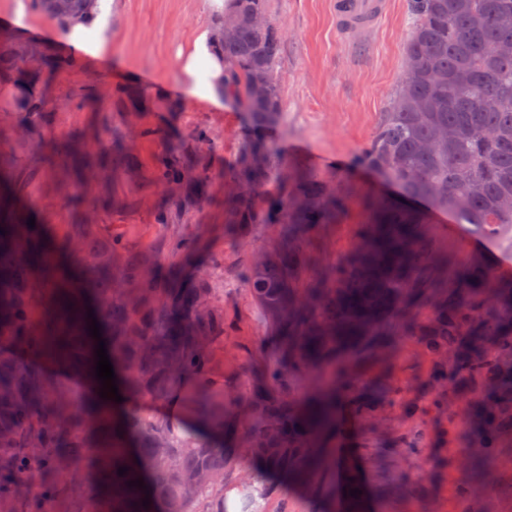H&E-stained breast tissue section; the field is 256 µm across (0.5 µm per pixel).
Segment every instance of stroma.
<instances>
[{
	"label": "stroma",
	"instance_id": "obj_1",
	"mask_svg": "<svg viewBox=\"0 0 512 512\" xmlns=\"http://www.w3.org/2000/svg\"><path fill=\"white\" fill-rule=\"evenodd\" d=\"M334 2L263 0L266 14L284 30L277 64L284 119L258 131L227 101L209 99L205 72L191 78L183 71L196 40L220 16L213 0H101L92 22L105 47L98 58L76 49L69 32L30 0H0V43L22 55L51 53L59 60L30 81L43 118L25 147L15 129L27 115L10 106L18 75L0 70V154L15 160L19 205L35 207L43 224H134L140 243L160 250L167 235L182 231L204 242L187 272L224 269L226 332L216 365L235 392L245 390L247 367L266 339L241 282L249 252L222 229V175L239 162L243 145L262 137L275 159L328 180L343 197L344 211L312 240L311 280L318 267L349 256L371 200L396 192L358 158L403 76L409 0H389L386 16L360 48L341 36ZM197 132L203 140H194ZM50 137L133 146L138 179L105 168L90 181H72L66 159L39 150V141ZM169 150L206 165L212 183L203 197L184 196L171 206L170 227L163 230L155 213L165 193L152 174ZM427 221L452 263L482 260L498 280H512V228L483 237L451 213L432 209ZM350 369L351 387L378 399L380 413L355 415L346 394H339L336 433L328 441L336 468L316 490L280 483L288 512H339L349 462L368 488L371 512H512V433L500 436L492 454L479 449L485 380L454 374L451 359L431 354L412 327L395 329L385 355L359 357Z\"/></svg>",
	"mask_w": 512,
	"mask_h": 512
}]
</instances>
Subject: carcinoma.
<instances>
[{"label": "carcinoma", "instance_id": "obj_1", "mask_svg": "<svg viewBox=\"0 0 512 512\" xmlns=\"http://www.w3.org/2000/svg\"><path fill=\"white\" fill-rule=\"evenodd\" d=\"M31 3L66 29L98 9V0ZM260 11L261 0H232L226 16L235 18L237 31L214 45L227 65L224 96L258 129L283 116L280 27L255 21ZM411 15L403 58L412 66L360 157L401 197L372 203L357 230L361 246L345 261L322 267L310 287H299L313 261L307 238L344 209L329 183L292 177L285 168L280 189L269 192L272 153L261 138L224 172L225 181L240 187L227 197L224 231L243 241L260 224L285 226L270 246L251 250L243 275L269 340L248 366L242 399L212 385L214 347L224 336V310L214 299L223 281L208 273L189 283L181 277L189 253L201 248L198 240L183 234L163 256L138 247L134 224L121 231L67 224L68 261H62L51 247L50 225L32 228L18 211L13 159L0 155V512H15L16 505L47 512L89 448L96 480L83 512H226L224 479L240 452L294 486L315 488L336 468L324 441L336 430L344 363L384 348L392 327L413 324L428 306L430 316L418 327L425 345L436 354L455 352L456 372L486 376L483 449L512 428L501 379L478 354L456 347L474 318L469 303L492 294L493 307L472 334L496 337L500 360L512 361V283H497L489 265L470 261L451 271L453 289L443 290L437 242L425 215L406 204L423 200L487 237L503 224L512 227V209L501 206L512 198V57L496 53L498 44L512 42V22H502L512 19V0H411ZM3 57L27 83V60L0 43ZM445 130L452 136L443 142ZM55 147L84 156L86 179L106 164L136 171L127 149L95 154L66 140ZM153 180L173 194H201L210 173L168 153ZM90 312L111 363L123 369L122 392L164 399L185 391L193 412L224 421V449L172 438L161 421L138 413L125 421L130 447L115 433L100 381L92 399L70 397L57 374H82L93 341ZM292 381L301 394L286 390ZM350 402L361 416L379 411L361 392ZM121 467L128 471L120 476ZM136 480L146 488L128 486ZM355 488L361 494L352 497ZM344 501L347 512H366L367 491L355 469Z\"/></svg>", "mask_w": 512, "mask_h": 512}]
</instances>
